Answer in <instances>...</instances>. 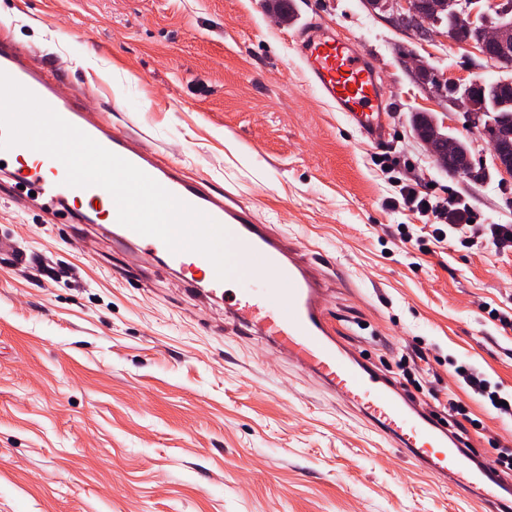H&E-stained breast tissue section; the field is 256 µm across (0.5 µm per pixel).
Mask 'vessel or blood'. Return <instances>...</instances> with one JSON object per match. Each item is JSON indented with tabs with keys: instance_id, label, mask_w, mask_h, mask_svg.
<instances>
[{
	"instance_id": "vessel-or-blood-1",
	"label": "vessel or blood",
	"mask_w": 512,
	"mask_h": 512,
	"mask_svg": "<svg viewBox=\"0 0 512 512\" xmlns=\"http://www.w3.org/2000/svg\"><path fill=\"white\" fill-rule=\"evenodd\" d=\"M293 48L309 86L342 112L360 138L375 145L387 139L389 104L375 72L351 38L339 34L331 23L315 20L298 28ZM0 71L227 230L232 277L239 283L225 303V315L233 326L259 337L286 356L289 365L317 379L373 432L437 481L452 483L458 491L482 501L490 512H498L512 500V489L492 461L476 457L449 428L445 416L420 404L392 376L338 339L325 313L330 283L323 262L298 238L261 223L231 193L187 181L138 134L117 135L77 100L61 97L59 78L51 65H28L6 36L0 38ZM8 161L15 164V183L35 193L43 208L53 211L70 203L69 223L99 226L111 234L115 246L135 247L142 262L154 261L182 274L191 289L223 288V280L202 254L170 251L158 238L119 224L115 201L105 189L65 185L66 168L59 160L17 145L0 149V163Z\"/></svg>"
}]
</instances>
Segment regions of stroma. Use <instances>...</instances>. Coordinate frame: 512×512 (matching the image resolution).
Returning a JSON list of instances; mask_svg holds the SVG:
<instances>
[{
	"instance_id": "obj_1",
	"label": "stroma",
	"mask_w": 512,
	"mask_h": 512,
	"mask_svg": "<svg viewBox=\"0 0 512 512\" xmlns=\"http://www.w3.org/2000/svg\"><path fill=\"white\" fill-rule=\"evenodd\" d=\"M319 14L368 56L387 144L363 143L308 86L291 35ZM1 26L56 69L62 96L115 132L136 127L186 178L326 258L341 339L393 374L423 348L435 388L479 420L476 452L512 442V419L451 368L512 392V329L490 315L512 299V252L454 241L421 253L402 240L420 216L387 204L395 176L461 200L477 223L512 224V181L489 144L408 61L467 86L512 70L484 69L445 25L407 32L364 0H295L287 23L262 0H0ZM417 112L448 113L483 180L436 166L411 131ZM11 186L0 172V512H487L239 334L222 300L20 207Z\"/></svg>"
}]
</instances>
